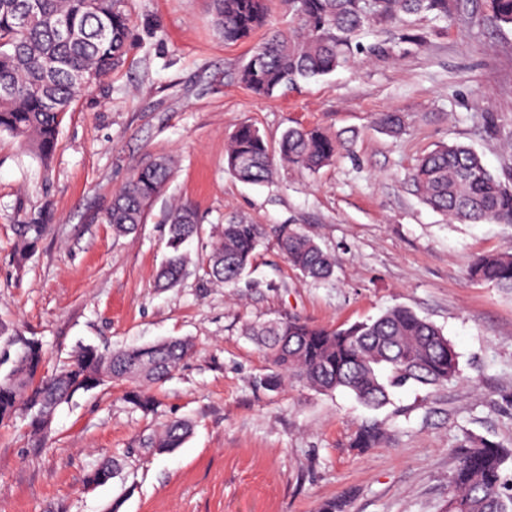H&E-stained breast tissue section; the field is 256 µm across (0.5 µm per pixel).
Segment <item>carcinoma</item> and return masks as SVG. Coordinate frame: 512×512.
<instances>
[{
    "label": "carcinoma",
    "mask_w": 512,
    "mask_h": 512,
    "mask_svg": "<svg viewBox=\"0 0 512 512\" xmlns=\"http://www.w3.org/2000/svg\"><path fill=\"white\" fill-rule=\"evenodd\" d=\"M455 0H286L293 15L288 32L271 30L239 72V81L259 96L271 97L301 79L324 76L357 63L363 53H388L391 47L361 42L371 23L402 28L409 17L448 18ZM216 26L224 43L252 37L268 25L267 0H212ZM491 20L512 26V0H487ZM131 34L129 0H0V133L6 132L47 161L56 150L64 115L92 83L124 63ZM378 127L389 135L402 129L397 112H384ZM337 137L320 127L286 131L273 151L259 129L237 127L225 149L228 171L247 184L273 179L277 162L311 171L331 163ZM173 177L165 157L140 165L112 197L103 220L115 234L128 235L144 223L151 202ZM410 181L423 202L459 223L512 224V183L494 175L482 158L459 144L438 146L425 154ZM169 254L156 275L159 288L180 282L188 257L184 244L198 235L196 210L183 204L167 217ZM42 224L19 230L22 250L44 233ZM262 233L254 224L230 221L211 243L204 277L234 287L251 266ZM277 244L291 267L312 281L328 279L335 260L315 239L286 227ZM471 279L512 292V252L476 257ZM273 371L264 384L277 389L290 379L319 393H352L364 406L378 410L389 403L391 390L413 382L440 387L459 375L458 356L442 330L411 309L396 306L379 317L336 328L299 318L246 327ZM8 373L0 377V421L22 412L38 435L49 425L41 414L55 412L80 391L95 388L102 376L133 380L147 387L166 380L192 352L185 338L103 351L82 345L71 359L45 375L42 345L27 338ZM192 432L190 422L174 419L148 438V446L164 453L179 448ZM388 438L377 420L360 425L356 448H374ZM118 464L102 462L86 478L100 485ZM444 512H512V449L483 439H470L458 450V466L450 482Z\"/></svg>",
    "instance_id": "1"
}]
</instances>
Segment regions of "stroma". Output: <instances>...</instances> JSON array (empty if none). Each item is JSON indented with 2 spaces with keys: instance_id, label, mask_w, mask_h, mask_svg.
<instances>
[{
  "instance_id": "1",
  "label": "stroma",
  "mask_w": 512,
  "mask_h": 512,
  "mask_svg": "<svg viewBox=\"0 0 512 512\" xmlns=\"http://www.w3.org/2000/svg\"><path fill=\"white\" fill-rule=\"evenodd\" d=\"M130 11L125 64L66 113L50 163L0 134V350L39 340L52 372L81 344L188 338L194 349L154 389L152 411L129 402L135 383L112 381L61 405L47 438L23 416L0 423V512H321L334 499L344 512H442L466 437L512 448V293L467 275L476 255L512 250V226L450 222L408 175L436 146L461 144L512 176V29L489 20L485 0H460L448 19L412 17L420 44L373 25L363 43L388 42L393 55L259 98L238 79L252 45L225 44L211 0H130ZM382 112L401 114L400 135L377 128ZM242 123L272 145L296 126L323 127L341 145L318 171L281 164L269 183L245 184L224 165ZM157 156L172 160V180L137 232L116 236L104 209ZM181 203L196 208L200 234L185 278L163 289L166 217ZM35 217L46 231L20 253L17 229ZM231 220L264 237L248 275L224 288L202 265ZM284 225L335 256L329 280L291 268L277 247ZM394 306L441 328L459 378L393 390L377 411L295 380L263 386L271 368L247 325L334 327ZM176 418L194 425L180 448L145 447ZM371 418L389 439L352 448ZM112 458L116 476L87 488Z\"/></svg>"
}]
</instances>
